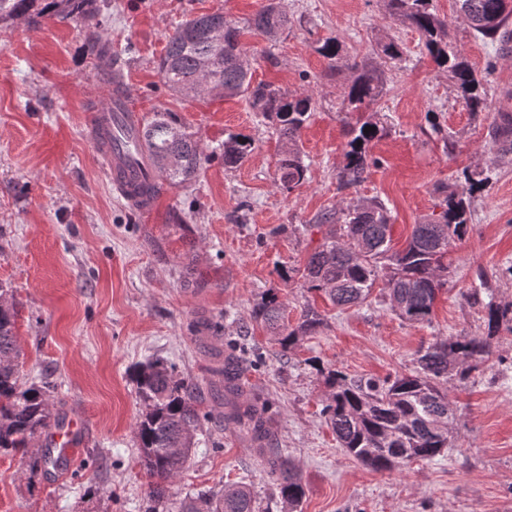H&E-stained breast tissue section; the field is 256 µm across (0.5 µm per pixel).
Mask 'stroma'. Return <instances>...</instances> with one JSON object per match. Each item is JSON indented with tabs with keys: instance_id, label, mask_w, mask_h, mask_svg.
<instances>
[{
	"instance_id": "35a3bbf8",
	"label": "stroma",
	"mask_w": 512,
	"mask_h": 512,
	"mask_svg": "<svg viewBox=\"0 0 512 512\" xmlns=\"http://www.w3.org/2000/svg\"><path fill=\"white\" fill-rule=\"evenodd\" d=\"M265 2L103 0L99 30L144 117L173 112L207 152L231 134L254 143L240 167L214 159L190 187L164 191L146 221L113 193L86 134L99 83L86 26L0 28V283L13 294L24 381L49 386L54 413L84 426L69 471L27 477L20 456L0 455V512H145L133 369L155 358L199 384L209 415L189 465L168 485L163 512L227 481L250 483L261 512H283L256 446L220 426L224 393L210 389V369L213 352L231 341L261 356L244 372L242 399L270 404L272 444L302 471L298 512H512V333H499L492 357L468 381L449 385L452 445L435 461L371 471L339 447L320 414L328 393L322 370L383 378L409 372L414 351L433 337L484 335L480 307L462 296L480 274L491 276L497 301L512 302V278L501 274L512 265V161L500 159L489 135L503 95H512V63L475 36L454 0H433L469 65L488 80L487 107L474 114L385 0H282L288 28L273 40L254 31L242 42L254 82L316 101L299 141L307 180L286 192L275 182L282 144L246 98L183 97L158 73L177 22L221 11L243 23ZM331 36L342 45L334 70L317 51ZM385 36L400 44L402 62L382 54ZM353 62L383 76L376 109L387 133L371 144L378 165L341 191L340 103ZM431 114L447 141L426 135ZM466 169L491 181L471 199L472 229L448 257V285L430 322H404L376 302L341 311L287 280L286 268L303 265L320 244L312 222L322 211L381 199L400 249L433 213L440 186L455 185ZM270 292L285 304L289 326L309 303L323 325L281 350L252 317Z\"/></svg>"
}]
</instances>
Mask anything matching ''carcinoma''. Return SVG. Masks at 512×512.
Wrapping results in <instances>:
<instances>
[{
    "mask_svg": "<svg viewBox=\"0 0 512 512\" xmlns=\"http://www.w3.org/2000/svg\"><path fill=\"white\" fill-rule=\"evenodd\" d=\"M99 0H0V25L18 20L39 24L48 19H75L89 28L97 27ZM460 15L471 29L494 47H500L512 18V0H456ZM389 15L415 28L437 68L448 72L466 107L482 112L487 107L486 85L454 46L448 22L432 8V0H386ZM219 22L224 42L218 43L204 27V21ZM288 14L271 2L248 21V26L268 37L288 27ZM340 43L326 38L316 51L335 67ZM248 50L241 42L237 22L224 13L202 14L181 22L170 35L158 71L172 91L188 94L201 79L200 69L208 65L209 93L219 97L243 96L254 111L276 126L284 151L278 161V186L292 192L306 180L308 166L298 145L301 130L315 110L311 94L288 95L270 83L252 84ZM344 93L342 110L357 115L348 126L344 164L338 172V189L357 186L366 171L379 163L369 145L386 134L375 120L373 110L381 96L383 79L358 65ZM373 131L366 133L364 128ZM491 135L500 144L501 154H512V113H498ZM142 142L153 156L161 186H178L197 177L209 160L200 143L188 135L173 113L158 111L144 123ZM253 151L245 135H228L212 155L235 168ZM490 177L481 172L464 174L457 190L440 189V212L413 225L406 246H391L392 224L384 204L378 199L349 203L321 212L314 226L328 227L323 241L299 267L288 269V279L302 281L309 290L323 293L339 310L362 304L382 283L381 294L401 320L411 324L430 321L438 293L448 284V253L453 244L470 231L469 198L483 189ZM491 290L486 276L481 285L467 291L474 305L482 306L487 333L484 336L437 337L421 345L413 354V371L394 378L349 379L342 372L324 373L330 388L323 411L344 452L375 471H392L413 461H432L448 450L452 414L448 384L465 380L478 364L493 354V343L502 325L512 332V303L483 299L481 290ZM254 318L274 336L286 352L323 325L324 316L314 307L303 309L297 326L284 322L283 305L276 294L262 299ZM19 345L15 334V309L0 304V452H19L29 471L49 473L51 446L42 436L63 419L53 413L49 389L21 382L18 368ZM246 360L236 346L211 369L224 387L242 390ZM135 382L143 410L136 422L138 459L152 478L147 499L159 505L167 498L166 482L186 468L198 446L196 436L203 431L206 415L201 412L200 387L177 376L164 359L150 360L135 369ZM252 426L255 440L262 442L268 429V407L251 403L224 415V424ZM265 466L275 482V493L286 512H297L305 488L298 467L284 448L262 449ZM180 512H258L251 484L240 481L217 491L199 493L183 500Z\"/></svg>",
    "mask_w": 512,
    "mask_h": 512,
    "instance_id": "carcinoma-1",
    "label": "carcinoma"
}]
</instances>
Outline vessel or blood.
<instances>
[{
    "instance_id": "obj_1",
    "label": "vessel or blood",
    "mask_w": 512,
    "mask_h": 512,
    "mask_svg": "<svg viewBox=\"0 0 512 512\" xmlns=\"http://www.w3.org/2000/svg\"><path fill=\"white\" fill-rule=\"evenodd\" d=\"M142 116L130 95L125 94L123 82H116L111 93L88 115L87 133L95 144L102 169L113 191L142 216L152 214L156 195L150 191L158 174L150 166L143 149L127 151L123 138H136Z\"/></svg>"
}]
</instances>
